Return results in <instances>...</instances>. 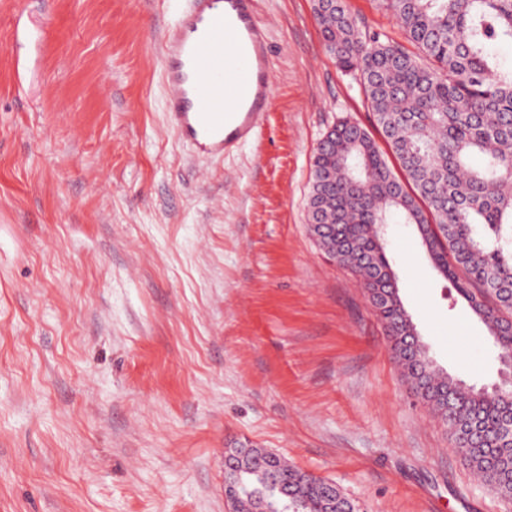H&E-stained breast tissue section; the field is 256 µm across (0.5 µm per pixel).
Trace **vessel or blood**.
Returning <instances> with one entry per match:
<instances>
[{
	"mask_svg": "<svg viewBox=\"0 0 512 512\" xmlns=\"http://www.w3.org/2000/svg\"><path fill=\"white\" fill-rule=\"evenodd\" d=\"M162 54L169 119L198 154L221 156L256 139L271 93L257 0H189Z\"/></svg>",
	"mask_w": 512,
	"mask_h": 512,
	"instance_id": "1",
	"label": "vessel or blood"
}]
</instances>
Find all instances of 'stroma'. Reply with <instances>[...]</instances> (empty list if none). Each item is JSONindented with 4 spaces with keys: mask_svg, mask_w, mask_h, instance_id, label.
I'll use <instances>...</instances> for the list:
<instances>
[{
    "mask_svg": "<svg viewBox=\"0 0 512 512\" xmlns=\"http://www.w3.org/2000/svg\"><path fill=\"white\" fill-rule=\"evenodd\" d=\"M346 3L364 35L403 41L380 0ZM315 5L259 0L269 110L255 141L202 157L165 112L183 0H0V512H228L242 446L359 512H512L309 230L319 142L373 126ZM387 248L437 363L497 380L499 349L411 228Z\"/></svg>",
    "mask_w": 512,
    "mask_h": 512,
    "instance_id": "35a3bbf8",
    "label": "stroma"
}]
</instances>
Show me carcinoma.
<instances>
[{"mask_svg": "<svg viewBox=\"0 0 512 512\" xmlns=\"http://www.w3.org/2000/svg\"><path fill=\"white\" fill-rule=\"evenodd\" d=\"M416 51L389 39H363L345 0H317L327 51L358 74L391 164L370 133L344 120L320 141L313 164L309 221L339 263L364 272L369 301L384 321L394 357L416 395L446 424L464 464L512 499V371L498 391L468 385L433 363L427 345L402 349L416 326L381 272L390 215L433 225V263L457 295L483 312L489 335L512 321V66L492 53L512 42V0H383ZM246 492L236 509L255 512L276 484L288 512H326L324 480L284 461L271 472L244 462Z\"/></svg>", "mask_w": 512, "mask_h": 512, "instance_id": "obj_1", "label": "carcinoma"}]
</instances>
